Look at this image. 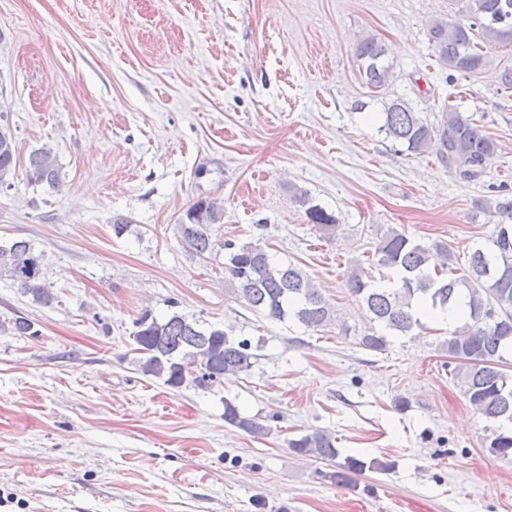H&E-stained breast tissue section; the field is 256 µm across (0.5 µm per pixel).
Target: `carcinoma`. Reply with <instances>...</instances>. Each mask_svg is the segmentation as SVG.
<instances>
[{
  "label": "carcinoma",
  "mask_w": 512,
  "mask_h": 512,
  "mask_svg": "<svg viewBox=\"0 0 512 512\" xmlns=\"http://www.w3.org/2000/svg\"><path fill=\"white\" fill-rule=\"evenodd\" d=\"M470 19L450 24L435 19L427 34L436 62L448 71L470 75L492 67V60L479 42L512 48V0H474ZM355 58L363 84L380 93L392 78L386 62V47L374 34L363 37L355 47ZM379 131L404 151L422 154L433 151L463 180L478 179L496 152L494 140L477 121L452 108L442 111L440 123H430L401 101L386 105ZM17 165L13 135L0 126V183L14 175ZM28 176L36 184L55 189L61 184V167L53 149L43 147L30 157ZM494 209L503 220L495 225L484 243L470 253L468 266H456L448 244H424L405 232L390 227L380 237L371 266L378 275L361 267L350 273L347 286L387 333L375 330L359 338L358 344L375 352L387 349L389 336L406 335L421 326L419 308L446 311L463 305L464 320L448 332L443 347L452 360L451 378L460 386L469 404L483 417L512 422V373L505 369L512 353V199L481 204ZM309 221L324 234L339 230L336 218L318 206L306 209ZM223 209L217 202L201 198L193 202L179 219L182 242L203 255L211 249V227L221 223ZM228 250L225 272L237 282L248 306L276 321L293 320L306 328L318 329L335 321V310L297 265L271 260L259 243H224ZM27 257L28 266L12 268L6 257ZM44 254L26 240L0 245V277L4 276L32 302L51 306L58 292L45 279ZM32 321L17 316L8 324L0 322V332L33 336ZM133 340L141 355L142 371L180 388L194 384L207 386L228 375L246 373L256 355L246 339L237 340L221 327L200 330L185 317L173 314L159 319L150 311L135 321ZM224 422L253 437L267 434V427L254 417L240 413L224 401ZM294 453L327 461L334 470L327 478L348 484L365 471H388L392 463L354 456L340 457L335 433L314 429L288 442ZM488 451L500 458H512V434L495 431L485 438Z\"/></svg>",
  "instance_id": "carcinoma-1"
}]
</instances>
